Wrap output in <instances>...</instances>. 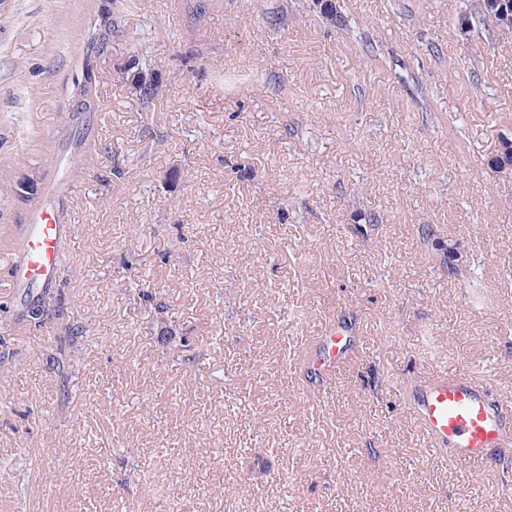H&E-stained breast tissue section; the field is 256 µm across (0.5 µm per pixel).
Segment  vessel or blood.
<instances>
[{
	"instance_id": "b4317fda",
	"label": "vessel or blood",
	"mask_w": 512,
	"mask_h": 512,
	"mask_svg": "<svg viewBox=\"0 0 512 512\" xmlns=\"http://www.w3.org/2000/svg\"><path fill=\"white\" fill-rule=\"evenodd\" d=\"M22 251L16 267L19 279L54 280L62 263L60 224L54 211L32 209ZM321 342V355L310 363L313 369L328 372L343 353V335L331 327L323 330ZM415 416L429 438L466 463L486 461L512 438V405L491 399L484 385L467 376L426 375L418 383Z\"/></svg>"
}]
</instances>
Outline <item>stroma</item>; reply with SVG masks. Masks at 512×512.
<instances>
[{"mask_svg": "<svg viewBox=\"0 0 512 512\" xmlns=\"http://www.w3.org/2000/svg\"><path fill=\"white\" fill-rule=\"evenodd\" d=\"M210 2L0 0V252L50 180L68 225L63 316L31 323L42 283L0 262V512H512V445L470 467L412 413L442 368L512 401V38L460 37L474 0H336L347 32ZM322 342V355L314 356L310 360L312 368L328 373L336 367L337 361L343 353V335L339 329L326 328L320 336Z\"/></svg>", "mask_w": 512, "mask_h": 512, "instance_id": "stroma-1", "label": "stroma"}]
</instances>
